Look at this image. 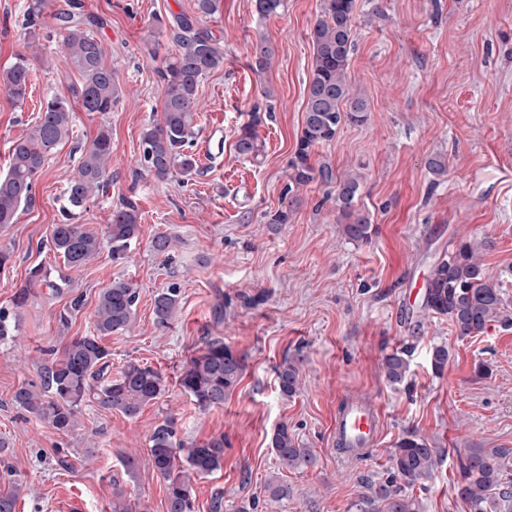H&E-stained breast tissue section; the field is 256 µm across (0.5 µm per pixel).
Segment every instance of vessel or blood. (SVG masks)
<instances>
[{"label":"vessel or blood","mask_w":512,"mask_h":512,"mask_svg":"<svg viewBox=\"0 0 512 512\" xmlns=\"http://www.w3.org/2000/svg\"><path fill=\"white\" fill-rule=\"evenodd\" d=\"M384 426L382 408L376 398L361 396L347 400L333 423L337 440L358 454L367 453Z\"/></svg>","instance_id":"obj_1"}]
</instances>
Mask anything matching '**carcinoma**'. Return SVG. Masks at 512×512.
<instances>
[{
    "instance_id": "obj_1",
    "label": "carcinoma",
    "mask_w": 512,
    "mask_h": 512,
    "mask_svg": "<svg viewBox=\"0 0 512 512\" xmlns=\"http://www.w3.org/2000/svg\"><path fill=\"white\" fill-rule=\"evenodd\" d=\"M51 0H31L23 26L37 36L40 18ZM221 0H195L194 13L176 18L171 32L177 52L165 56L158 70L162 94L161 118L152 121L142 134L143 170L158 181L176 175L189 178L198 171V162L188 151L199 133L197 118L202 111L199 82L203 75L224 66V50L219 40L202 24V19L219 11ZM285 0H256L263 19L281 14ZM356 0H320V15L310 31L313 47L311 72L307 83L304 122L293 155L288 160V183L281 206L270 223L287 224L299 205L298 192L318 182L332 190L328 197L336 206V223L346 238L355 242L371 239L373 224L368 213L357 206L360 175L337 174L331 165L312 164L315 148L332 141L342 123L362 122L367 102L351 93L346 78L350 54L354 48ZM61 24L50 34L60 45L63 57L78 73L80 81L71 96L53 94L40 106V116L28 132L12 144L9 169L0 176V226L13 224L19 209L33 205L35 180L49 154L73 136L72 101L81 103L89 113L110 112L120 97L116 72L105 60L100 40L91 30L98 21L77 13L59 16ZM275 47L266 40L252 49L249 67L262 75L271 66ZM31 64L24 56L0 73V87L16 103L24 101L30 81ZM268 105L255 106L253 118L241 126L235 140V152L242 158L258 156L255 127L260 112L270 111L272 90L263 91ZM112 159V138L107 130L82 149L75 176L64 190L62 214L66 223L52 226L50 244L69 268H80L98 256L105 244L111 245L112 259L125 258L132 241L139 235V213L129 198L112 211L107 236L87 230L70 220L90 199L108 186ZM492 247L484 239H464L438 261L427 283L423 309L445 316L461 337L479 336L495 322L512 321V311L503 293L487 277L480 253ZM56 288L50 274L36 266L29 272L26 285L14 296L12 308L0 309V338L19 320L34 287ZM138 288L129 280H118L99 295L94 312L93 335L73 338L41 372V385L20 388L15 402L34 417L61 434L75 427V417L86 397L98 405L127 417L136 416L141 407L159 399L166 391L161 372L130 361L119 375L110 377L104 336L128 329L135 318ZM181 288L175 283L156 295L155 323L166 327L176 317ZM447 345L432 350L431 369L440 374L448 365ZM383 370L390 384L403 382L409 372L408 349H395L385 355ZM243 359L224 339L208 338L196 356L190 358L177 378L180 390L200 408L224 404V399L240 383ZM281 394L290 398L299 389V369L286 360L277 370ZM149 463L167 485L168 512H194L192 480L208 475L224 465V437L195 442L189 448L176 438L174 422L166 420L152 432ZM270 447L279 464L290 470H305L315 465V456L294 441L293 429L280 423L271 437ZM440 451L430 447L423 436L410 433L401 438L391 457L392 476L373 493L353 501L354 512H420L419 501L410 495L425 485L436 468ZM461 478L456 495L469 512H512V448H468L459 456ZM9 489L0 491V512H15L22 493L19 472L11 468Z\"/></svg>"
}]
</instances>
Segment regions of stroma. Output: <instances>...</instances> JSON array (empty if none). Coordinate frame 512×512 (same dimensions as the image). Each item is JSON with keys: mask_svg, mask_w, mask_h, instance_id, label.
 I'll list each match as a JSON object with an SVG mask.
<instances>
[{"mask_svg": "<svg viewBox=\"0 0 512 512\" xmlns=\"http://www.w3.org/2000/svg\"><path fill=\"white\" fill-rule=\"evenodd\" d=\"M53 3L45 30L56 26V12L75 3L98 19L94 33L118 69L122 95L102 116L75 110L76 140L49 155L33 206L0 228V247L12 254L0 270V308L11 307L31 266L43 265L62 285L57 292L34 288L18 336L0 341V461L26 484L16 512H112L117 487L133 512H167L166 483L149 464L148 448L154 428L170 417L184 444L224 439L223 467L192 483L196 512H351L368 484L389 477L395 445L409 432L441 451L433 478L413 491L422 512H467L455 491L460 452L512 448V324L462 338L446 317L424 313L422 303L433 264L460 239L487 238L493 246L481 261L512 304V0H356L347 80L366 99V118L343 123L313 160L341 174L360 173L359 204L375 228L366 243L342 235L334 202L316 183L302 191L290 223L268 222L303 126L309 33L320 0H288L284 12L266 19L255 0H222L220 11L204 19L224 50V65L200 82V133L219 127L224 138L199 157V175L163 182L142 169L141 137L161 115L157 71L176 45L165 40L153 54L149 29L154 19L192 13L194 0ZM28 4L0 0V70L27 50L39 56L24 103L0 90V174L13 140L34 125L46 96L70 94L80 81L54 41L32 40L21 28ZM262 39L276 55L259 77L247 63ZM266 88L274 110L256 128L263 151L254 161L238 157V128L263 103ZM103 126L112 136V180L77 221L105 233L113 208L127 196L137 204L140 232L124 259L105 250L71 269L42 242L63 221L76 144L90 143ZM432 157L445 159V175L429 172ZM161 232L174 240L164 255L151 247ZM118 279L136 285L139 302L132 328L102 340L110 373L130 361L152 366L164 374L166 392L133 418L83 403L72 433L59 434L17 405L14 394L40 383L48 347L92 334L98 298ZM171 283L181 288L180 311L162 328L154 299ZM244 294L261 301L244 306ZM76 296L83 305L74 311ZM220 297L227 306L218 324L211 311ZM208 337L230 344L245 369L223 406L202 411L179 389L177 376ZM406 344L410 372L401 384H389L383 358ZM440 344L450 359L437 375L430 353ZM286 358L298 364L301 378L288 399L275 372ZM481 364L489 374H478ZM364 394L379 401L383 430L367 455L338 465L336 411ZM282 422L300 447L315 453L314 468L279 464L270 439ZM125 455L137 458L134 472L125 470ZM272 481L288 484L290 496L270 498Z\"/></svg>", "mask_w": 512, "mask_h": 512, "instance_id": "obj_1", "label": "stroma"}]
</instances>
